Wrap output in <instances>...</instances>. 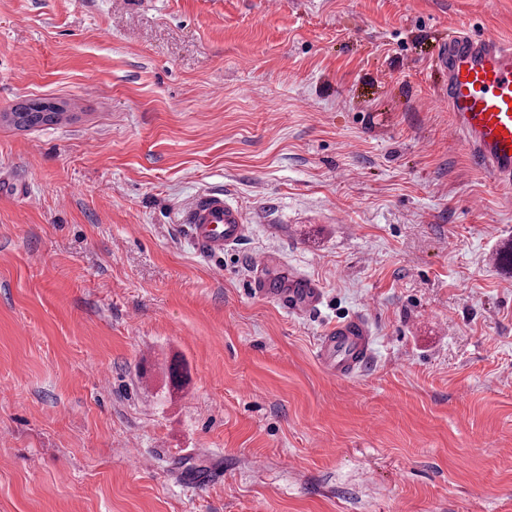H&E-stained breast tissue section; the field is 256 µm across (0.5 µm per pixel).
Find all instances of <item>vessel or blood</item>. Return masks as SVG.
<instances>
[{"instance_id":"obj_1","label":"vessel or blood","mask_w":512,"mask_h":512,"mask_svg":"<svg viewBox=\"0 0 512 512\" xmlns=\"http://www.w3.org/2000/svg\"><path fill=\"white\" fill-rule=\"evenodd\" d=\"M436 64L448 74L444 100L454 134L468 146L475 166L497 188L511 191L512 42L460 32L440 45ZM186 222L197 248L209 255L223 254L247 231L243 208L227 203L220 192L194 197ZM287 298L293 311L310 313L320 304L321 292L296 277ZM372 341L366 321L355 316L319 338L316 358L330 376L351 378L367 364Z\"/></svg>"}]
</instances>
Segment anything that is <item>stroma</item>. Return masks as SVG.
<instances>
[{"label":"stroma","instance_id":"stroma-1","mask_svg":"<svg viewBox=\"0 0 512 512\" xmlns=\"http://www.w3.org/2000/svg\"><path fill=\"white\" fill-rule=\"evenodd\" d=\"M457 31L512 0H0V512H512V194L449 134ZM57 112H54V108L48 106L45 113L41 117L36 108H25L19 112H14L12 114L13 121L20 126H34V125H50L56 123L59 119L57 116ZM185 218L195 245L209 255L224 254V248L237 243L247 231L243 208L227 203L220 192L194 197ZM288 304L298 313H310L317 309L321 302V292L309 281L294 277L288 288ZM372 341L366 321L353 316L320 336L315 355L330 376L351 378L361 373L367 364L372 353Z\"/></svg>","mask_w":512,"mask_h":512}]
</instances>
